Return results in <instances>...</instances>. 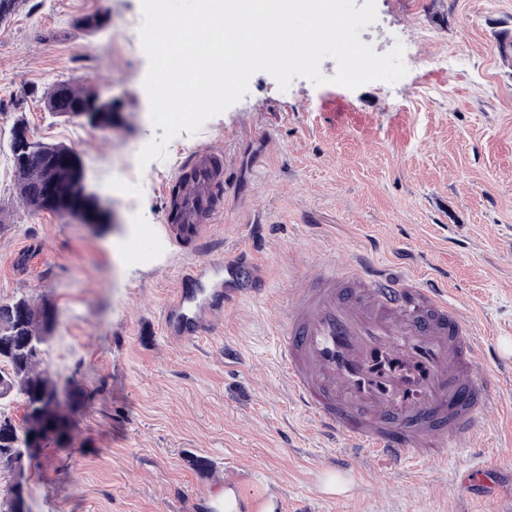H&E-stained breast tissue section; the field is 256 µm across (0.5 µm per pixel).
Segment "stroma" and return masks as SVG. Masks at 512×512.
Listing matches in <instances>:
<instances>
[{"mask_svg": "<svg viewBox=\"0 0 512 512\" xmlns=\"http://www.w3.org/2000/svg\"><path fill=\"white\" fill-rule=\"evenodd\" d=\"M361 31L376 53L416 51L397 83L358 89L265 72L247 94L181 132L164 158L138 155L162 129L143 87L140 0H23L0 24V301L56 315L42 367L67 402L71 447L26 461L29 512H209L234 489L241 512H512V59L497 47L512 0H376ZM105 23L85 29L81 18ZM71 79L111 100L101 129L47 112L41 92ZM62 143L109 224L34 212L19 199L10 131ZM224 144V204L204 249L165 224L161 191L196 148ZM131 240L142 259L119 251ZM249 253L272 298L301 259L363 255L447 288L492 356L480 375L503 410L472 445L381 465L326 444L276 366L277 312L241 301L189 346L161 327L179 270ZM271 298V299H272ZM343 489H326L328 476Z\"/></svg>", "mask_w": 512, "mask_h": 512, "instance_id": "35a3bbf8", "label": "stroma"}]
</instances>
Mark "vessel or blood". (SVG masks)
I'll list each match as a JSON object with an SVG mask.
<instances>
[{"label":"vessel or blood","instance_id":"1","mask_svg":"<svg viewBox=\"0 0 512 512\" xmlns=\"http://www.w3.org/2000/svg\"><path fill=\"white\" fill-rule=\"evenodd\" d=\"M165 220L197 240L224 198V151L197 148L164 185ZM269 290L248 255L186 268L163 328L183 344L246 297ZM276 322L288 395L329 443L397 465L464 447L479 420L497 415L495 387L479 380L489 351L448 292L363 258L313 259L297 273Z\"/></svg>","mask_w":512,"mask_h":512}]
</instances>
